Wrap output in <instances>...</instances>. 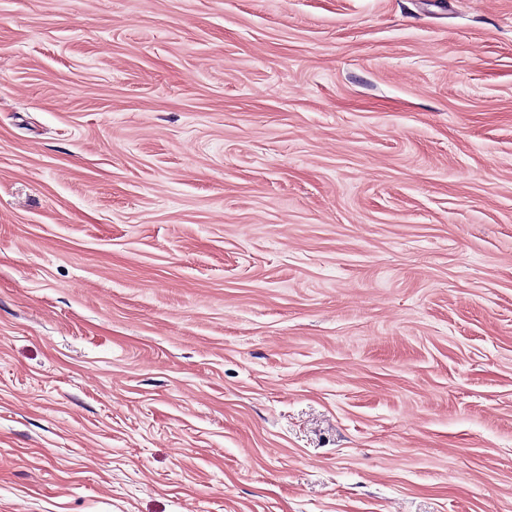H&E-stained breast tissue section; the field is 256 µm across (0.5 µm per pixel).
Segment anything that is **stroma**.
Instances as JSON below:
<instances>
[{
    "label": "stroma",
    "mask_w": 512,
    "mask_h": 512,
    "mask_svg": "<svg viewBox=\"0 0 512 512\" xmlns=\"http://www.w3.org/2000/svg\"><path fill=\"white\" fill-rule=\"evenodd\" d=\"M0 512H512V0H0Z\"/></svg>",
    "instance_id": "obj_1"
}]
</instances>
